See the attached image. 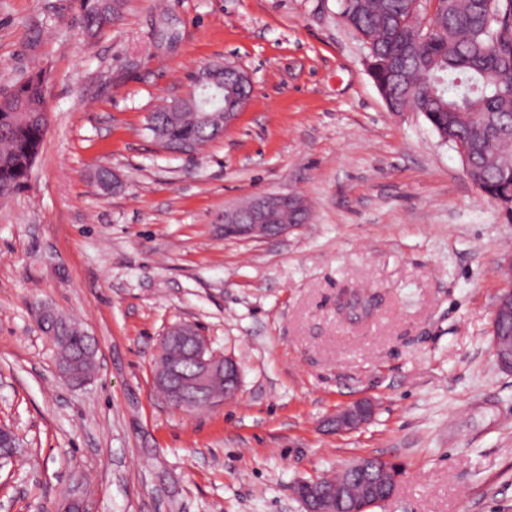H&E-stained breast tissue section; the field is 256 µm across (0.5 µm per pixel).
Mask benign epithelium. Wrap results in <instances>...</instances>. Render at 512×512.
<instances>
[{"instance_id": "7a95c632", "label": "benign epithelium", "mask_w": 512, "mask_h": 512, "mask_svg": "<svg viewBox=\"0 0 512 512\" xmlns=\"http://www.w3.org/2000/svg\"><path fill=\"white\" fill-rule=\"evenodd\" d=\"M200 92L213 94L220 90L240 93V105L224 106V127L236 122L245 109L251 91L250 75L237 65L226 62L209 67L195 78ZM293 210L303 224L309 219L306 203L293 194L264 193L252 197L246 206H231L224 209V236L241 239L276 237L296 228L294 224L280 223L282 213ZM192 341L186 353V363L191 367L185 371L181 365L172 364L155 374V388L173 406L191 407L199 398H206L216 385L232 394L241 387V370L237 362L228 356H219L211 351L206 339L198 334L195 327L183 324L172 328L163 336L161 345L179 344ZM373 406L368 402H357L342 408L331 420L338 431L359 428L371 418ZM370 458L361 457L348 470L363 488V497L352 499L353 512H364V503L376 499L381 504L394 494L397 481L388 477L391 463L380 460L376 469L369 468ZM295 493L303 505L304 512H339L342 497L336 495V487L319 485V481H300Z\"/></svg>"}]
</instances>
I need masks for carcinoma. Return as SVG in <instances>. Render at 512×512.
I'll return each instance as SVG.
<instances>
[{
	"mask_svg": "<svg viewBox=\"0 0 512 512\" xmlns=\"http://www.w3.org/2000/svg\"><path fill=\"white\" fill-rule=\"evenodd\" d=\"M93 39L112 25L117 0H81ZM341 17L369 45V74L393 112L414 106L444 143L466 157L468 176L512 223V0H341ZM146 126L170 151L204 145L212 128L170 108ZM48 130L44 77L29 76L0 97V195L19 188ZM44 331L58 362L78 376L94 367V343L53 315ZM512 347V303L491 338Z\"/></svg>",
	"mask_w": 512,
	"mask_h": 512,
	"instance_id": "carcinoma-1",
	"label": "carcinoma"
}]
</instances>
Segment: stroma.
Returning <instances> with one entry per match:
<instances>
[{
    "instance_id": "obj_1",
    "label": "stroma",
    "mask_w": 512,
    "mask_h": 512,
    "mask_svg": "<svg viewBox=\"0 0 512 512\" xmlns=\"http://www.w3.org/2000/svg\"><path fill=\"white\" fill-rule=\"evenodd\" d=\"M340 0H120L95 40L79 0H0V94L42 71L43 149L0 198V512H303L300 480L362 456L398 463L373 512H512V374L489 342L512 223L424 115L393 112ZM231 61L252 78L236 123L195 154L149 113ZM120 191L101 189L96 168ZM295 193L311 218L225 237L226 206ZM379 304L336 313L342 289ZM78 323L97 365L57 367L40 307ZM196 325L242 370L192 411L153 385L162 336ZM372 420L330 418L361 400Z\"/></svg>"
}]
</instances>
